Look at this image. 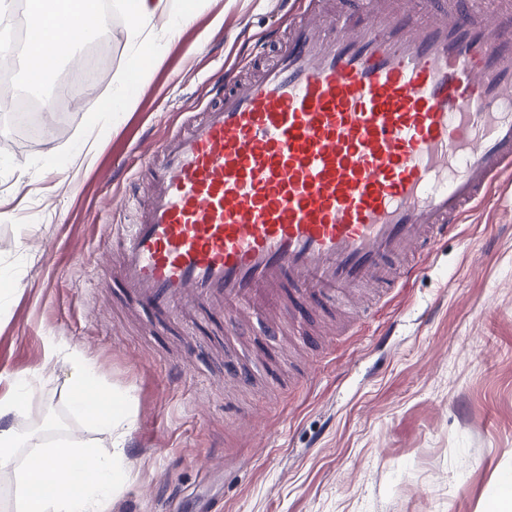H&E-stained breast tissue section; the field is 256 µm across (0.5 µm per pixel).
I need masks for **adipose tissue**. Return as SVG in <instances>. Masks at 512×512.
Returning a JSON list of instances; mask_svg holds the SVG:
<instances>
[{
    "instance_id": "1",
    "label": "adipose tissue",
    "mask_w": 512,
    "mask_h": 512,
    "mask_svg": "<svg viewBox=\"0 0 512 512\" xmlns=\"http://www.w3.org/2000/svg\"><path fill=\"white\" fill-rule=\"evenodd\" d=\"M118 2L129 17L126 32L136 47L138 64L155 54L151 25L157 12L167 13L166 34L170 37L192 13L190 0L176 10L169 7V0ZM66 9L67 0H26L28 22L43 33L42 42L30 41L24 46L29 87H42L56 76L57 61L46 54L45 45L57 41L69 46L68 35L58 25L59 14ZM54 351L64 354L72 366L70 399L74 409L101 438L89 441L68 436L35 444L22 438L14 426L4 425L0 428V473H14L20 491L17 512H108L119 491L124 441L132 423L128 403L99 383L94 367L80 351L66 345L55 346ZM31 445L36 448L34 462L15 469L19 450Z\"/></svg>"
}]
</instances>
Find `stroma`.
I'll use <instances>...</instances> for the list:
<instances>
[{
	"label": "stroma",
	"mask_w": 512,
	"mask_h": 512,
	"mask_svg": "<svg viewBox=\"0 0 512 512\" xmlns=\"http://www.w3.org/2000/svg\"><path fill=\"white\" fill-rule=\"evenodd\" d=\"M309 0H197L175 40L160 42L145 86L120 121L103 112L134 58L120 10L108 62L73 111L30 137L0 123V393L15 374L38 376L30 430L45 440L91 438L70 404L65 343L131 400L122 490L111 512H486L512 476V187L494 189L391 290L325 344L245 340L260 357L303 371L280 393L224 379V337L163 330L135 306L112 267V227L130 223L126 197L147 199L142 154L198 118L214 79L273 56L276 35ZM91 156L79 155L83 144ZM211 347L197 360L193 344Z\"/></svg>",
	"instance_id": "1"
}]
</instances>
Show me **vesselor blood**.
<instances>
[{"label": "vessel or blood", "instance_id": "obj_1", "mask_svg": "<svg viewBox=\"0 0 512 512\" xmlns=\"http://www.w3.org/2000/svg\"><path fill=\"white\" fill-rule=\"evenodd\" d=\"M309 10L274 61L158 140L154 189L115 236L119 279L163 325L223 315L282 332L276 306L398 288L512 175V5L358 0Z\"/></svg>", "mask_w": 512, "mask_h": 512}]
</instances>
